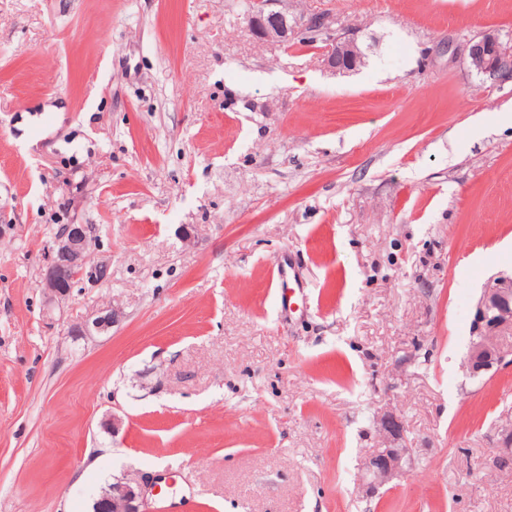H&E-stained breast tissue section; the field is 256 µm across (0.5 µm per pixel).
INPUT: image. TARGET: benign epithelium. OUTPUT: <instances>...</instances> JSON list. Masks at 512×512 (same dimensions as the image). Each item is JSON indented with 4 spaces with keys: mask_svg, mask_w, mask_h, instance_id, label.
Returning <instances> with one entry per match:
<instances>
[{
    "mask_svg": "<svg viewBox=\"0 0 512 512\" xmlns=\"http://www.w3.org/2000/svg\"><path fill=\"white\" fill-rule=\"evenodd\" d=\"M288 0H253L249 24L255 35L266 41L288 45L297 39L314 38L321 43L327 67L338 75L358 70L365 65L367 53L357 30L336 33L322 14L288 11ZM465 51L469 64L478 74L495 82L512 79V47L491 37L470 40ZM96 225L69 224L57 235L41 288L47 311L69 297L74 283H91L103 279L108 264L94 261ZM117 310L101 308L71 329L75 336L106 333L118 319ZM512 323V277L499 276L488 285L477 303L476 327L479 338L470 344L467 363L472 373L487 372L507 365L505 356L494 347L493 334ZM382 446L368 457L365 473L371 483L385 485L405 473L409 465V449L403 444V433L393 417L381 420ZM158 481L144 475L115 477L102 491L97 503L104 512H150L151 496Z\"/></svg>",
    "mask_w": 512,
    "mask_h": 512,
    "instance_id": "benign-epithelium-1",
    "label": "benign epithelium"
}]
</instances>
